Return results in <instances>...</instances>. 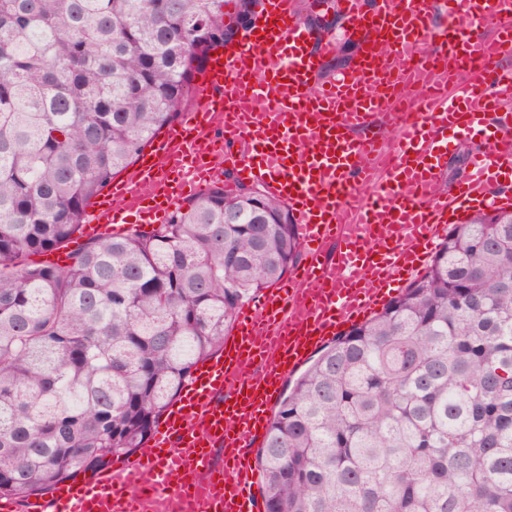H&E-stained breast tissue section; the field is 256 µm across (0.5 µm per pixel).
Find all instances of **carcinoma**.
<instances>
[{
    "instance_id": "cac0c4a2",
    "label": "carcinoma",
    "mask_w": 512,
    "mask_h": 512,
    "mask_svg": "<svg viewBox=\"0 0 512 512\" xmlns=\"http://www.w3.org/2000/svg\"><path fill=\"white\" fill-rule=\"evenodd\" d=\"M234 4V12L225 10ZM259 0H0V499L144 448L237 310L300 244L221 179L149 230L66 246L179 116L228 16ZM264 512H512V212L448 231L425 273L325 346L258 451Z\"/></svg>"
}]
</instances>
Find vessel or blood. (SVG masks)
Segmentation results:
<instances>
[{
	"label": "vessel or blood",
	"instance_id": "obj_1",
	"mask_svg": "<svg viewBox=\"0 0 512 512\" xmlns=\"http://www.w3.org/2000/svg\"><path fill=\"white\" fill-rule=\"evenodd\" d=\"M339 8L360 48L349 68L319 81L327 44H316L290 0H266L258 33L210 54L195 107L92 205L87 239L163 222L185 188L213 180L201 146L214 141L239 181L267 185L288 206L306 257L238 313L236 335L197 365L146 447L58 485L55 512H149L157 501L258 512L250 449L285 378L416 272L448 225L475 208L512 205V69L503 65L512 57V0H444L434 27L427 0H377L370 9L339 0ZM406 88L420 95L392 121V137L355 138ZM448 129L479 134L489 151L444 192Z\"/></svg>",
	"mask_w": 512,
	"mask_h": 512
}]
</instances>
